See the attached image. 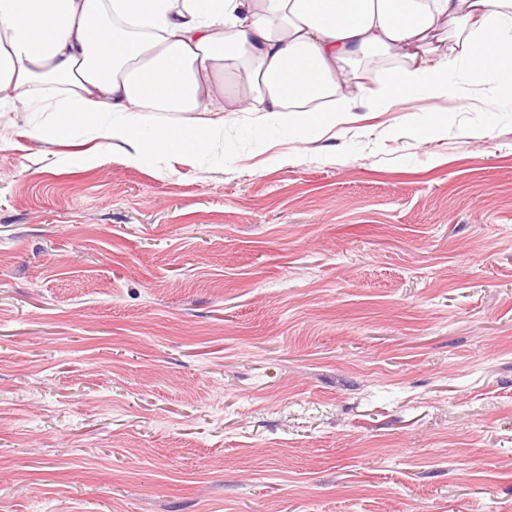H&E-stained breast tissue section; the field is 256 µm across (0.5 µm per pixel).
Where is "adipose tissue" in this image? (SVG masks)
I'll use <instances>...</instances> for the list:
<instances>
[{"instance_id":"adipose-tissue-1","label":"adipose tissue","mask_w":512,"mask_h":512,"mask_svg":"<svg viewBox=\"0 0 512 512\" xmlns=\"http://www.w3.org/2000/svg\"><path fill=\"white\" fill-rule=\"evenodd\" d=\"M447 23L471 81L495 70L511 96L512 0H0V109L51 105L54 88L63 120L38 134L92 128L79 162L115 148L132 164L193 160L224 132L215 104L228 86L239 111L284 125L313 100L362 92L361 64L391 55L387 106L418 90L448 97V57L433 44Z\"/></svg>"}]
</instances>
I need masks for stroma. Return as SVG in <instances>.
Instances as JSON below:
<instances>
[{"label":"stroma","mask_w":512,"mask_h":512,"mask_svg":"<svg viewBox=\"0 0 512 512\" xmlns=\"http://www.w3.org/2000/svg\"><path fill=\"white\" fill-rule=\"evenodd\" d=\"M448 76L190 162L0 114V512H512V99Z\"/></svg>","instance_id":"obj_1"}]
</instances>
